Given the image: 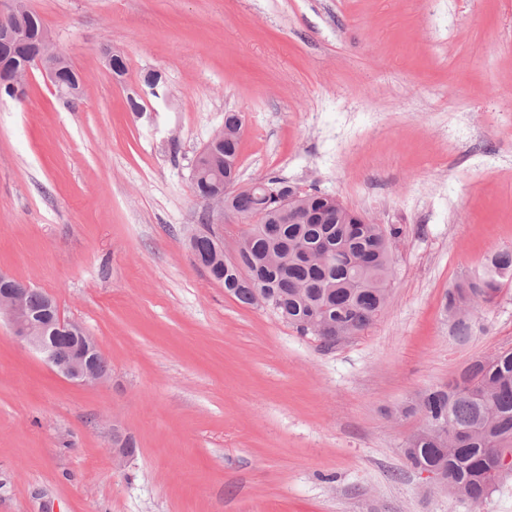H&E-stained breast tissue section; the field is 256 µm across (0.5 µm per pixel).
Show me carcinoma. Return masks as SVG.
Returning a JSON list of instances; mask_svg holds the SVG:
<instances>
[{
  "label": "carcinoma",
  "instance_id": "carcinoma-1",
  "mask_svg": "<svg viewBox=\"0 0 512 512\" xmlns=\"http://www.w3.org/2000/svg\"><path fill=\"white\" fill-rule=\"evenodd\" d=\"M27 42L0 44V57L25 58ZM226 176L223 166L193 171L194 196L206 199ZM230 211L253 220L244 233L236 260L224 258L212 246V228L200 233L194 248L200 257L223 266L231 295L246 305L263 298L277 315L304 334L322 317L353 336L371 325L383 310L392 272V240L400 230L356 212L332 205L317 191L286 204L257 190L227 197ZM269 224L280 236L264 232ZM497 273L475 275L449 295L448 309L460 315L454 322L458 338L467 339L476 325L471 310L490 302L501 288L500 278L512 274V251L498 253ZM423 425L408 442L417 449L407 455L413 466L442 469L447 487L473 505L486 500L502 476H492L498 456L512 452V349L468 365L446 389L428 390L418 409Z\"/></svg>",
  "mask_w": 512,
  "mask_h": 512
}]
</instances>
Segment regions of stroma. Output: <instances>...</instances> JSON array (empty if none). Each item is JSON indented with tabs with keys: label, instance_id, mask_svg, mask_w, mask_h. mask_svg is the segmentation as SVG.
I'll list each match as a JSON object with an SVG mask.
<instances>
[{
	"label": "stroma",
	"instance_id": "1",
	"mask_svg": "<svg viewBox=\"0 0 512 512\" xmlns=\"http://www.w3.org/2000/svg\"><path fill=\"white\" fill-rule=\"evenodd\" d=\"M29 6L84 95L35 69L0 101V270L80 322L108 375L66 380L0 324V512H512V476L472 506L411 466L422 417L403 411L512 348V279L467 341L446 308L512 249V0ZM228 112L240 185L278 178L400 227L359 335L324 346L190 255L193 160Z\"/></svg>",
	"mask_w": 512,
	"mask_h": 512
}]
</instances>
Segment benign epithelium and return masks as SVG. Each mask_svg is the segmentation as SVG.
Returning <instances> with one entry per match:
<instances>
[{"mask_svg":"<svg viewBox=\"0 0 512 512\" xmlns=\"http://www.w3.org/2000/svg\"><path fill=\"white\" fill-rule=\"evenodd\" d=\"M32 14L27 0H3L0 3V41L21 40L25 36L26 16ZM37 65L59 96L74 103L82 98L81 77L67 55L55 45L50 32L43 29L34 41L31 60L18 64L0 59V72L10 78L13 95L26 94L32 65ZM17 280L0 271V319H5L14 337L40 354L60 375L80 383L97 382L106 377L99 366L100 352L84 326L64 318L54 300L43 296L42 312L30 304L33 287L16 286Z\"/></svg>","mask_w":512,"mask_h":512,"instance_id":"benign-epithelium-1","label":"benign epithelium"}]
</instances>
